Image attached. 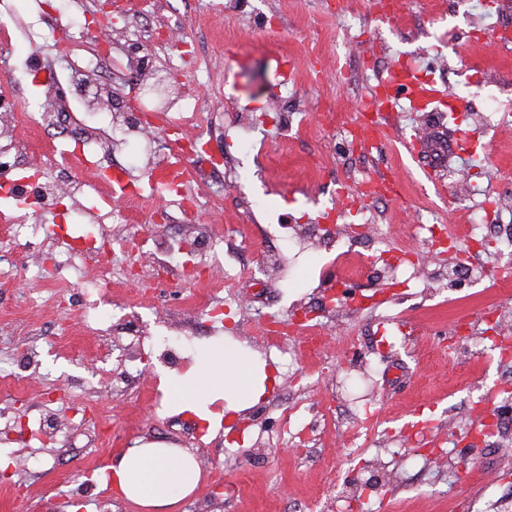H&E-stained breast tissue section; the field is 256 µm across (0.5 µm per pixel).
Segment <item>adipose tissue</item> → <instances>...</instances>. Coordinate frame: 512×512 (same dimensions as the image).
I'll return each mask as SVG.
<instances>
[{
	"instance_id": "adipose-tissue-1",
	"label": "adipose tissue",
	"mask_w": 512,
	"mask_h": 512,
	"mask_svg": "<svg viewBox=\"0 0 512 512\" xmlns=\"http://www.w3.org/2000/svg\"><path fill=\"white\" fill-rule=\"evenodd\" d=\"M268 379L265 362L242 345L220 337L197 357L191 374L172 380L170 407L192 414L215 431L222 416L212 411V404L222 400L227 410H244L264 394ZM199 477L190 453L155 443L128 448L112 469V483L118 493L149 512H162L189 495Z\"/></svg>"
}]
</instances>
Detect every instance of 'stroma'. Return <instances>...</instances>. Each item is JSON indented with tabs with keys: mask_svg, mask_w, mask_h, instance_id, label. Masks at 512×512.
I'll return each instance as SVG.
<instances>
[{
	"mask_svg": "<svg viewBox=\"0 0 512 512\" xmlns=\"http://www.w3.org/2000/svg\"><path fill=\"white\" fill-rule=\"evenodd\" d=\"M110 0L116 43L151 9L154 26L204 48L200 69L172 72L202 117L222 127L211 143L227 160L224 199L193 222L169 228L151 212L178 214L171 194L138 175L135 203L99 183L101 209L76 213L73 236L94 235L119 248L143 240L135 274L119 271L102 289V319L87 324L60 286L90 282L92 264L58 250L44 265L33 228L57 223L49 211H15L23 228L17 268L0 283V512H143L103 484L104 470L126 448L170 442L188 450L200 481L175 512H344L343 492H363V512H512V433L496 446L472 442L480 422L472 404L512 418V367L499 361L481 316L497 309L496 337H512V287L496 273L512 264V237L501 235L474 261L467 281L449 277L456 249L482 215V193L496 186L493 224L512 225V128L488 124L512 113V52L498 41L512 33V0H403L388 19L374 0ZM100 0H0L10 17L11 49L32 55L39 73L65 66L47 26L66 37L75 21L95 15ZM412 60L435 76L451 110H412L406 98L380 106L390 123L382 143L358 149L348 131L361 104L388 73ZM426 133L407 152L403 138ZM21 164L33 174L64 142L23 125ZM255 149H245V141ZM384 175L386 195L359 211L340 212L329 237L298 251L292 238L265 240L262 224L320 223L335 209L342 184ZM120 210L112 221L111 210ZM430 212L450 224L455 250L416 245L410 266L383 267L351 245L352 231L390 253L407 245L404 226ZM209 225L224 266L183 281L196 263L191 245ZM283 264H265L266 251ZM335 308L311 331L270 339L264 318L291 317L321 294ZM222 306L208 320L207 305ZM39 336V361L21 367L28 333ZM230 337L266 360L265 396L225 413L221 433L169 409L168 381L186 374L213 338ZM166 345L182 361L160 357ZM138 376L127 388L114 382ZM236 457L226 467V451Z\"/></svg>",
	"mask_w": 512,
	"mask_h": 512,
	"instance_id": "obj_1",
	"label": "stroma"
}]
</instances>
